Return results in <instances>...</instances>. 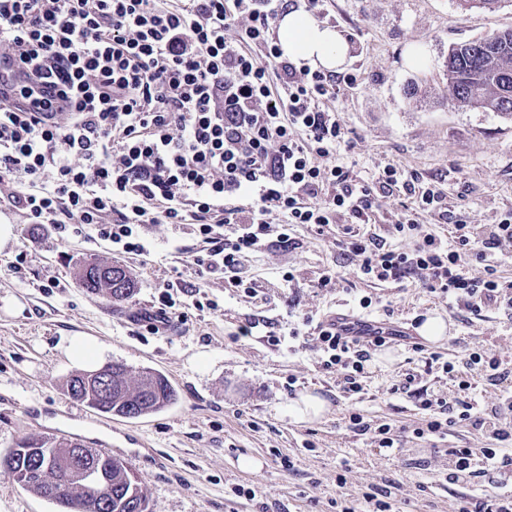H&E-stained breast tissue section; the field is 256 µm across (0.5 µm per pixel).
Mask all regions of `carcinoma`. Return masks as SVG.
I'll return each instance as SVG.
<instances>
[{
	"instance_id": "cac0c4a2",
	"label": "carcinoma",
	"mask_w": 512,
	"mask_h": 512,
	"mask_svg": "<svg viewBox=\"0 0 512 512\" xmlns=\"http://www.w3.org/2000/svg\"><path fill=\"white\" fill-rule=\"evenodd\" d=\"M448 98L462 109L497 112L512 117V29L496 31L486 37L456 43L448 49L446 63ZM80 285L110 302L131 298L137 290L132 272L118 262L102 263L90 259L81 267ZM67 393L89 408L114 416L135 419L156 412L175 400L176 394L160 373L146 371L136 381L128 379L124 365L114 363L104 368L98 378L88 372L73 375ZM47 441L31 436L16 444L6 457L12 469L25 473L32 468L33 457L19 453L25 448H44ZM55 453L66 449H83L81 466L97 464L112 470L111 480L101 485H86L64 469H52L42 477H29L21 484L59 506V512H84L110 502L122 506L121 512H149L148 502L139 480H125L130 466L95 448L64 439L52 444Z\"/></svg>"
}]
</instances>
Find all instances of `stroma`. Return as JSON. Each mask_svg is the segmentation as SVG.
<instances>
[{"instance_id":"35a3bbf8","label":"stroma","mask_w":512,"mask_h":512,"mask_svg":"<svg viewBox=\"0 0 512 512\" xmlns=\"http://www.w3.org/2000/svg\"><path fill=\"white\" fill-rule=\"evenodd\" d=\"M322 7L325 25L351 38L343 71L357 81L338 83L319 107L337 113L345 128L338 158L352 177L368 182L396 163L437 181L450 210L468 223H496L512 209V119L457 108L444 64L453 43L512 28V0L491 8L463 0H324ZM413 57L418 66H409ZM0 224L16 233L15 245L0 255V456L31 434L107 444L138 474L151 512H337L360 507L365 494L389 484L395 512H457L462 500L491 492L484 477L467 485L445 478L450 447H491L481 430L458 427L434 443L413 434L421 413L398 390L405 374L425 372L431 390L444 395L452 390L447 377L427 371L422 354L404 342L372 351L360 408L367 419L390 424L399 439V451L386 455L345 430L347 404L335 377L320 367L306 320L371 295L379 303L369 316L389 324L440 317L446 336L431 350L454 361L465 336L512 355V313L488 307L477 316L411 282L398 288L359 281L333 232L320 236L301 224L291 245L267 246L245 261L244 274L263 286L259 297H246L224 274L206 275L200 289L219 311L186 309L165 335H154L140 316L198 248L190 225H144L147 251L136 256L99 239L57 234L50 224L28 225L14 209L0 210ZM20 254L22 272L9 273ZM93 258L126 265L137 277L134 296L109 303L82 288L79 266ZM329 265L336 277L320 286ZM248 324L252 333L240 335ZM269 330L280 336L279 347L266 342ZM65 336L97 347L93 367L119 362L134 374L161 373L175 402L136 419L91 411L65 391L69 377L88 365L60 348ZM307 394L326 400L327 410L292 421L289 405ZM306 440L312 450L303 448ZM245 457L258 469L242 470ZM240 486L255 487V497L236 496ZM0 512L59 508L0 471Z\"/></svg>"}]
</instances>
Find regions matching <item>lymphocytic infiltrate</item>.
I'll return each instance as SVG.
<instances>
[{"label": "lymphocytic infiltrate", "mask_w": 512, "mask_h": 512, "mask_svg": "<svg viewBox=\"0 0 512 512\" xmlns=\"http://www.w3.org/2000/svg\"><path fill=\"white\" fill-rule=\"evenodd\" d=\"M287 7V0H180L173 7L0 0V43L69 103L56 120L0 98V203L31 224L61 232L78 226L122 254H142L143 225L192 223L203 248L187 257L186 275L167 282L157 311L144 314L156 334L181 308L187 276L229 273L245 296L258 297L257 280L240 274L244 260L269 242L289 245L300 224L320 233L341 223L336 245L359 258V279H413L467 309L492 304L511 312L512 282L500 279L495 257L512 242V211L494 224L455 220L449 244L428 234L389 247L371 232L393 191L414 204L412 216L393 226L401 236L414 229L416 215H447L446 195L394 164L369 182L351 178L336 158L345 130L318 106L334 93V80L278 47L276 21ZM231 27L239 39L226 37ZM241 195L247 206L236 205ZM470 251L480 275L459 264ZM310 331L322 371L335 375L349 403L347 429L393 451L391 426L367 421L358 408L369 350L385 337L344 336L323 319ZM440 369L458 398L420 386V373L405 375L403 388L423 415L415 437L441 438L455 425L481 430L493 447L449 449L448 475L457 484L491 471L498 479L493 493L460 512H512V358L479 343ZM485 382L498 391L488 412L475 397Z\"/></svg>", "instance_id": "f902f5d3"}]
</instances>
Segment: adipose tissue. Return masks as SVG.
Listing matches in <instances>:
<instances>
[{
  "instance_id": "ef3b65f1",
  "label": "adipose tissue",
  "mask_w": 512,
  "mask_h": 512,
  "mask_svg": "<svg viewBox=\"0 0 512 512\" xmlns=\"http://www.w3.org/2000/svg\"><path fill=\"white\" fill-rule=\"evenodd\" d=\"M280 48L285 57L298 63L338 72L345 62L348 45L334 28L318 23L308 13L291 9L279 25Z\"/></svg>"
}]
</instances>
